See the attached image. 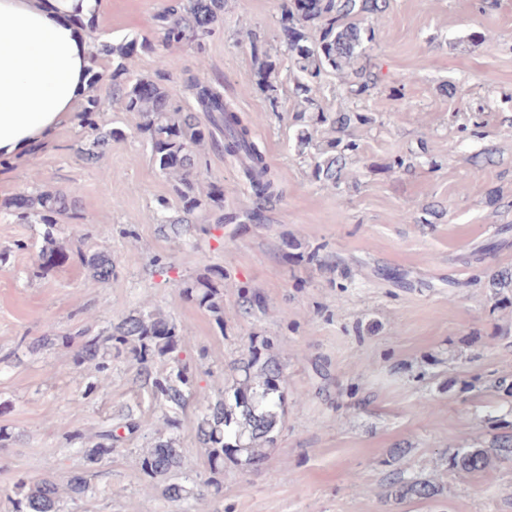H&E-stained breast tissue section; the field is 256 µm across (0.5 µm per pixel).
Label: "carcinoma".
Returning <instances> with one entry per match:
<instances>
[{"label":"carcinoma","instance_id":"1","mask_svg":"<svg viewBox=\"0 0 512 512\" xmlns=\"http://www.w3.org/2000/svg\"><path fill=\"white\" fill-rule=\"evenodd\" d=\"M224 4L225 0H168L155 15L162 44H190L204 50L208 38L224 25ZM387 7V0H283L284 53L296 73V91L305 103L296 117L298 151L310 145L311 123L328 124L332 131L343 133L354 121L371 122V117L363 113L323 112L309 93L311 85L319 83L327 72L336 73L351 94L359 96L372 88L373 81L366 69H356L353 64L375 40L374 28L364 25V19L384 12ZM251 49L257 62V86L268 95L274 108L278 62L260 51L255 37ZM138 50L153 53L156 46L147 39L119 43L94 39L88 66L91 94L79 115L80 126L93 134L91 147L85 150L84 156L101 160L110 142L124 135L119 127L99 123L101 102L96 91L99 84L105 83L122 110L139 117L137 130L150 145L151 160L171 181L184 213L190 215L197 210L209 213L211 222L201 227L202 232L221 230L230 221L224 215L223 188L213 184L204 193L198 190L208 145L237 160L241 177L255 202L245 219L251 224L264 223L267 212L283 197V187L254 136L252 118L224 99L221 80H205L189 72L182 76L181 85L195 107H184L176 99L171 78L163 69L149 76L130 72L126 60ZM104 61L108 62L106 69L102 67ZM200 112L206 115L208 124L200 121ZM358 149L353 140L345 143L334 137L326 141L314 164V178L326 188H338L346 178L349 158ZM0 207L17 224L45 225L38 253L41 267L55 268L72 261L94 278H112V258L108 253L84 248L81 239L70 248L58 241L63 225L87 224L74 191L50 188L20 193ZM175 287L182 288L187 298L211 313L219 325H224L223 269H209L192 282L177 283ZM489 287L494 291L496 303H512V298L507 296V292H512V271L490 274ZM76 336L82 338L75 351L79 365L93 362L98 372L106 373L114 356L125 355L136 362L135 379L151 389L159 401L163 421L151 445L143 451L140 470L152 480L153 488L162 498L178 506L180 512H191L192 503L201 500L204 490L210 487L216 494L221 492L216 476L224 473V456L229 454L239 466L252 468L267 458L276 443L279 425L286 414L288 392L279 360L259 353V349L271 347L269 339H262L261 347L253 345L246 356L235 360L231 386L203 396L205 405L199 415L196 436L208 460L210 476L205 478L184 472L182 451L176 439L167 434L177 425L173 414L184 409L201 390L194 369L180 358L181 329L160 311L145 306L95 336L81 329L73 337H62L61 342L68 347ZM157 361L165 365L164 371L153 369ZM120 428L132 435L138 424L127 417L115 426L102 427L83 446L86 459L98 463L111 456L114 444L122 440L117 435ZM492 447L499 456L511 459L512 433L496 435ZM489 464L488 450L462 448L452 456L450 468L471 474L483 471ZM389 488L397 501L430 499L439 494L437 485L429 480L402 476L393 478ZM89 490L83 474L69 477L66 491L72 500L82 499ZM8 502L11 512H60V487L51 476L20 479L14 484Z\"/></svg>","mask_w":512,"mask_h":512}]
</instances>
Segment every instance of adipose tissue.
Masks as SVG:
<instances>
[{"label":"adipose tissue","instance_id":"obj_1","mask_svg":"<svg viewBox=\"0 0 512 512\" xmlns=\"http://www.w3.org/2000/svg\"><path fill=\"white\" fill-rule=\"evenodd\" d=\"M95 0H0V158L32 154L86 100Z\"/></svg>","mask_w":512,"mask_h":512}]
</instances>
